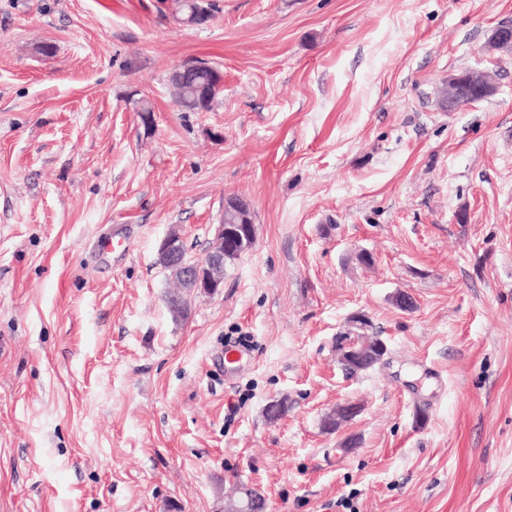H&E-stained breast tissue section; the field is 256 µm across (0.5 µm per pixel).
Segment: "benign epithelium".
Instances as JSON below:
<instances>
[{"instance_id":"benign-epithelium-1","label":"benign epithelium","mask_w":512,"mask_h":512,"mask_svg":"<svg viewBox=\"0 0 512 512\" xmlns=\"http://www.w3.org/2000/svg\"><path fill=\"white\" fill-rule=\"evenodd\" d=\"M486 49L512 57V27L498 25L487 37ZM495 86L486 73L467 70L448 75L440 105L448 110L469 106L491 96ZM232 248V240L224 238V225L215 228L214 238L205 256L200 259L186 258L185 242L181 235L172 232L161 242L158 261L169 276L181 288L186 289L189 298L200 295L213 296L224 287V251ZM347 357L352 371H357L369 359L372 352L368 345L356 346L344 339Z\"/></svg>"}]
</instances>
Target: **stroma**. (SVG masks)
<instances>
[{"instance_id":"obj_1","label":"stroma","mask_w":512,"mask_h":512,"mask_svg":"<svg viewBox=\"0 0 512 512\" xmlns=\"http://www.w3.org/2000/svg\"><path fill=\"white\" fill-rule=\"evenodd\" d=\"M216 2L0 0V512H512V0ZM473 68L496 93L444 111ZM228 195L254 245L173 322L159 246L203 257ZM359 313L388 353L351 375ZM486 49L512 57V27L498 25L487 37ZM179 78L178 86L181 89V94L177 100L178 105L188 111L198 110L200 105L210 107V101L213 96L207 102L203 101L205 93L212 85L210 75L190 69L182 70Z\"/></svg>"}]
</instances>
